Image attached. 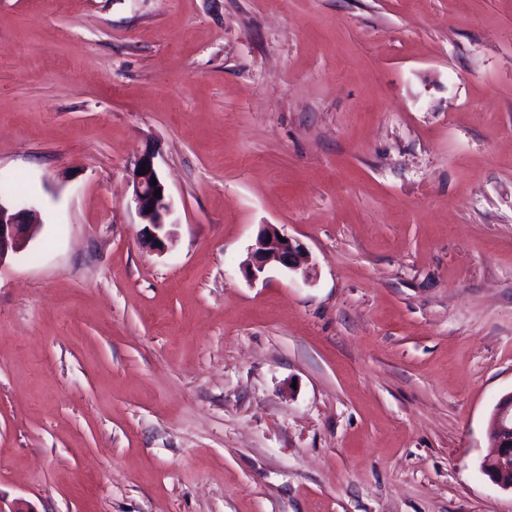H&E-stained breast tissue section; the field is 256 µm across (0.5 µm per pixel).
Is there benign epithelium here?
Wrapping results in <instances>:
<instances>
[{"instance_id": "7a95c632", "label": "benign epithelium", "mask_w": 512, "mask_h": 512, "mask_svg": "<svg viewBox=\"0 0 512 512\" xmlns=\"http://www.w3.org/2000/svg\"><path fill=\"white\" fill-rule=\"evenodd\" d=\"M155 154H141L130 176L131 200L144 224L143 243L150 249L164 248L165 239L172 235L167 217L170 202L167 188L159 177L154 162ZM148 173L140 174L141 169ZM161 194H155V190ZM41 226L29 220L26 204L20 201H0V263L10 253H20L39 235ZM309 265V256L298 241L280 234L274 228L264 229L251 248L245 263V275L256 281L269 266H278L289 272H297ZM492 457L495 467L485 469L491 481L503 490L512 491V481H506L502 472H512V393L500 399L492 416L489 429Z\"/></svg>"}]
</instances>
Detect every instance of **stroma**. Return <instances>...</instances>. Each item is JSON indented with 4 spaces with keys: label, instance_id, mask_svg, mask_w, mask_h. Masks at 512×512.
<instances>
[{
    "label": "stroma",
    "instance_id": "obj_1",
    "mask_svg": "<svg viewBox=\"0 0 512 512\" xmlns=\"http://www.w3.org/2000/svg\"><path fill=\"white\" fill-rule=\"evenodd\" d=\"M0 176L7 512H512V0H0ZM155 154L151 151H145L141 154L130 176V186L132 187L131 200L136 206V210L145 225L143 243L150 249H164L165 239L172 235L169 229L173 224L167 222L170 212V202L167 188L162 181L156 169L154 162ZM141 165H145L148 173L138 175L141 172ZM152 177L156 178V185H152ZM161 189V194L154 196L155 190ZM152 207V211H148ZM40 231V224L30 222L25 203L0 199V264L10 252L25 250ZM278 235L284 241H280ZM308 265L309 256L302 244L274 228L267 227L257 237L244 269L246 277L256 281L269 266H278L288 272L303 270L306 276ZM489 438L493 453L490 458L496 460L495 467L484 470L491 481L503 490L512 491V481H505L502 471L512 473V393L500 399L492 416Z\"/></svg>",
    "mask_w": 512,
    "mask_h": 512
}]
</instances>
